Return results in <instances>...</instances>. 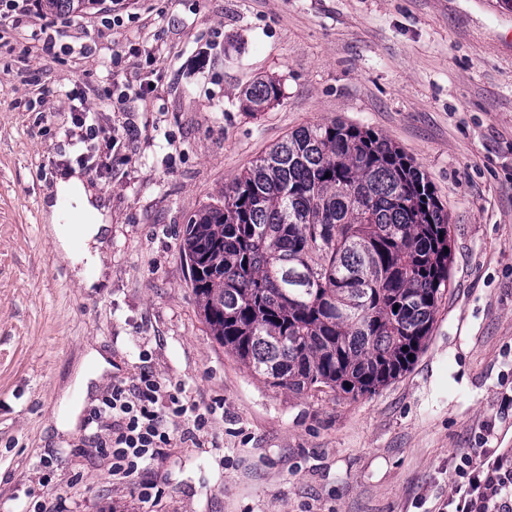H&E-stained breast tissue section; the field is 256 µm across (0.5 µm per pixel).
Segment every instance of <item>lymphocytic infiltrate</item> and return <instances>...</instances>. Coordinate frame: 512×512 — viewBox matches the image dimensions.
Wrapping results in <instances>:
<instances>
[{
  "label": "lymphocytic infiltrate",
  "instance_id": "f902f5d3",
  "mask_svg": "<svg viewBox=\"0 0 512 512\" xmlns=\"http://www.w3.org/2000/svg\"><path fill=\"white\" fill-rule=\"evenodd\" d=\"M112 419L111 434L96 443L112 458V474L127 478L150 469L159 448L171 440L168 417L187 420V436L208 423L198 403L183 400L180 386L165 388L149 371L135 383L118 381L91 413L90 422ZM450 512H512V453L474 448L461 455L448 494Z\"/></svg>",
  "mask_w": 512,
  "mask_h": 512
}]
</instances>
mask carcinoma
Returning a JSON list of instances; mask_svg holds the SVG:
<instances>
[{
	"label": "carcinoma",
	"instance_id": "carcinoma-1",
	"mask_svg": "<svg viewBox=\"0 0 512 512\" xmlns=\"http://www.w3.org/2000/svg\"><path fill=\"white\" fill-rule=\"evenodd\" d=\"M83 13L99 0H38ZM280 81L240 99L251 115ZM448 212L390 140L332 120L258 156L180 231L210 335L265 383L353 398L398 379L425 348L449 285Z\"/></svg>",
	"mask_w": 512,
	"mask_h": 512
}]
</instances>
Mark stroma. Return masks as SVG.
<instances>
[{
    "mask_svg": "<svg viewBox=\"0 0 512 512\" xmlns=\"http://www.w3.org/2000/svg\"><path fill=\"white\" fill-rule=\"evenodd\" d=\"M112 0L61 22H0V512H438L456 454L512 448V0ZM56 33L42 54L32 31ZM161 46L159 77L137 49ZM140 91L107 105L101 58ZM276 78L281 101L239 98ZM151 81L148 90L139 85ZM116 129L111 168H80L72 110ZM339 119L400 147L448 212L452 264L425 349L353 398L267 386L197 314L179 231L292 130ZM81 170L111 217L110 287L80 288L43 208ZM114 380L151 371L210 410L150 471L112 476L62 394L89 350ZM283 97V90L280 81L267 78L257 82L252 88L244 93L240 99V106L243 112L254 115L265 108L278 103Z\"/></svg>",
    "mask_w": 512,
    "mask_h": 512,
    "instance_id": "1",
    "label": "stroma"
}]
</instances>
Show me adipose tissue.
<instances>
[{"instance_id": "1", "label": "adipose tissue", "mask_w": 512, "mask_h": 512, "mask_svg": "<svg viewBox=\"0 0 512 512\" xmlns=\"http://www.w3.org/2000/svg\"><path fill=\"white\" fill-rule=\"evenodd\" d=\"M48 232L57 254L67 263L77 282L87 289L108 287L109 280L101 262L109 237V224L100 201L79 173L58 178L46 205ZM106 361L99 351H91L77 368L76 398L56 420L59 431L67 432L77 424L78 416Z\"/></svg>"}]
</instances>
